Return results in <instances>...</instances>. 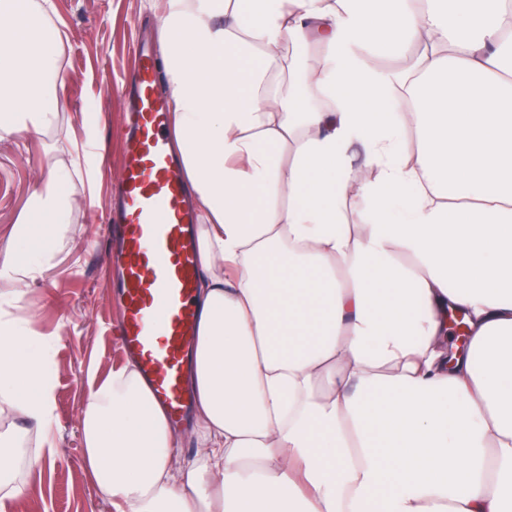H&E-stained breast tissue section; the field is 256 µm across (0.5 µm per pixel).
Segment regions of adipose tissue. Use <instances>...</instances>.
<instances>
[{"label": "adipose tissue", "instance_id": "1", "mask_svg": "<svg viewBox=\"0 0 512 512\" xmlns=\"http://www.w3.org/2000/svg\"><path fill=\"white\" fill-rule=\"evenodd\" d=\"M141 8L195 215L194 422L171 426L135 362L88 369L84 468L113 512H512L507 0ZM65 39L55 0H0V139L58 125ZM91 194L45 168L0 249V414L45 464L52 344L19 303Z\"/></svg>", "mask_w": 512, "mask_h": 512}]
</instances>
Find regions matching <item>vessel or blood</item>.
Here are the masks:
<instances>
[{"mask_svg":"<svg viewBox=\"0 0 512 512\" xmlns=\"http://www.w3.org/2000/svg\"><path fill=\"white\" fill-rule=\"evenodd\" d=\"M157 78L152 49L139 48L132 127L124 141L126 207L107 223L122 242L117 256L122 279L115 290L123 307L117 331L121 348L137 358L156 399L176 420L186 408L182 372L195 318L198 266L181 171L164 134L167 107L155 92Z\"/></svg>","mask_w":512,"mask_h":512,"instance_id":"obj_1","label":"vessel or blood"}]
</instances>
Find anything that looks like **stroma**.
<instances>
[{
	"label": "stroma",
	"instance_id": "1",
	"mask_svg": "<svg viewBox=\"0 0 512 512\" xmlns=\"http://www.w3.org/2000/svg\"><path fill=\"white\" fill-rule=\"evenodd\" d=\"M67 33L64 66L66 108L70 113L100 112L106 123L99 133V178L96 195L75 218L78 237L65 243L51 269L27 293L34 311L33 330L54 341V415L59 455L53 465L34 469L27 460L35 441H15L18 483L24 493L9 512H112L82 462L80 414L88 365L108 372L121 363L115 329L122 317L105 283L118 277L114 254L99 218L117 198L123 165L125 101L107 85L124 83L132 69L135 26L147 22L141 0H56ZM81 128L59 125L26 145L0 140V247L26 211L43 168L56 156L67 135Z\"/></svg>",
	"mask_w": 512,
	"mask_h": 512
}]
</instances>
